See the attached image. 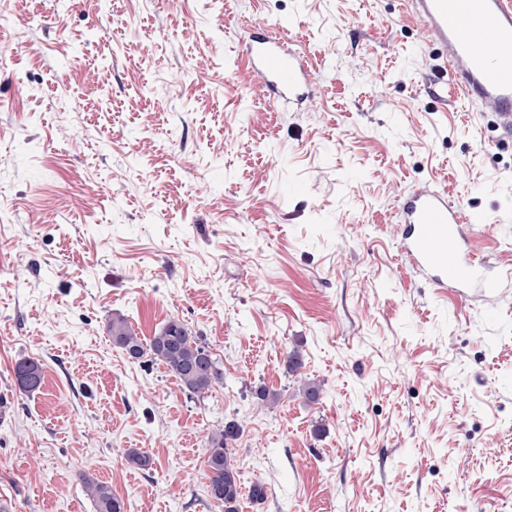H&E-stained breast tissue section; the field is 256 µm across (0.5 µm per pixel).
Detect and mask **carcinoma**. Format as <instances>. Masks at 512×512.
Wrapping results in <instances>:
<instances>
[{"mask_svg": "<svg viewBox=\"0 0 512 512\" xmlns=\"http://www.w3.org/2000/svg\"><path fill=\"white\" fill-rule=\"evenodd\" d=\"M111 333L112 344L128 358L139 360L149 354L163 364L180 389L191 398L204 397L213 386L224 380V370L218 360L178 318L168 320L147 343L142 342L122 318L112 320ZM14 375L20 390L26 393L39 390L44 383L42 365L31 358L18 360ZM241 433L239 423L230 420L210 438L207 491L214 501L224 506V512H238L237 504L242 497L238 472L228 459V444L237 440ZM86 488L96 512H124V502L112 493V486L108 483L89 479Z\"/></svg>", "mask_w": 512, "mask_h": 512, "instance_id": "1", "label": "carcinoma"}]
</instances>
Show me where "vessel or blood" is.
<instances>
[{
  "label": "vessel or blood",
  "instance_id": "vessel-or-blood-1",
  "mask_svg": "<svg viewBox=\"0 0 512 512\" xmlns=\"http://www.w3.org/2000/svg\"><path fill=\"white\" fill-rule=\"evenodd\" d=\"M428 43L438 47L456 92L491 114L498 129L512 133V0H405ZM253 72L270 97L300 98L308 81L304 60L281 38L253 37L247 47ZM402 247L408 260L435 287L491 293L512 269L488 273L468 249L465 211L450 206L442 191L420 188L402 205Z\"/></svg>",
  "mask_w": 512,
  "mask_h": 512
}]
</instances>
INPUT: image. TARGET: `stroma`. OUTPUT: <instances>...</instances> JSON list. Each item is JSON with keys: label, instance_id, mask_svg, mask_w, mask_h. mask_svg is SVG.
<instances>
[{"label": "stroma", "instance_id": "obj_1", "mask_svg": "<svg viewBox=\"0 0 512 512\" xmlns=\"http://www.w3.org/2000/svg\"><path fill=\"white\" fill-rule=\"evenodd\" d=\"M256 23L307 56L301 104L249 67ZM0 50L13 512H95L88 477L126 512H224L205 462L231 419L243 487L266 488L239 512H512V280L440 292L402 252L400 210L430 187L512 211V137L433 83L403 0H0ZM472 247L512 264V218ZM117 317L145 342L181 319L223 385L188 398L113 345ZM21 358L43 367L31 394ZM14 375L20 390L31 393L39 390L44 383L42 365L31 358H23L16 362Z\"/></svg>", "mask_w": 512, "mask_h": 512}]
</instances>
